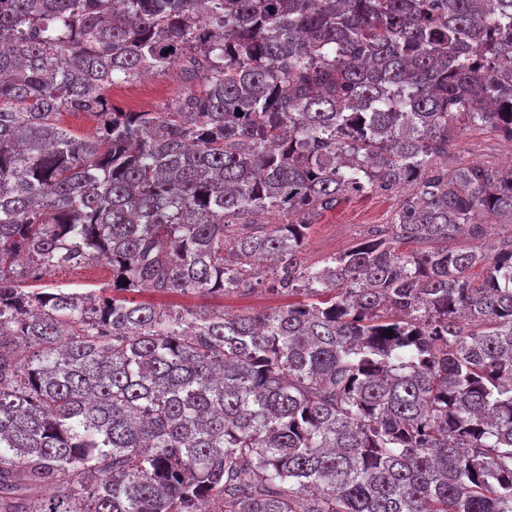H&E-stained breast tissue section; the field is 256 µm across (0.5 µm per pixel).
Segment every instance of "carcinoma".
I'll use <instances>...</instances> for the list:
<instances>
[{
  "label": "carcinoma",
  "instance_id": "cac0c4a2",
  "mask_svg": "<svg viewBox=\"0 0 512 512\" xmlns=\"http://www.w3.org/2000/svg\"><path fill=\"white\" fill-rule=\"evenodd\" d=\"M175 68L190 93L112 104ZM472 123L512 145V0H0V512H512V236L477 246L512 166L459 154ZM93 260L112 288L23 286ZM261 260L306 300L132 297ZM58 120L62 126L69 128L74 134L81 137L92 136L97 126L95 118L86 114L62 112L58 116ZM396 194H368L344 200L313 224L306 240L305 257L318 266L364 238L374 224H386L397 207ZM138 301H147L157 305L182 310V308H197L208 306L221 309L228 313H247L270 310L288 304V295L257 288L225 294L224 297L201 296L195 294L160 295L150 291L132 294Z\"/></svg>",
  "mask_w": 512,
  "mask_h": 512
}]
</instances>
